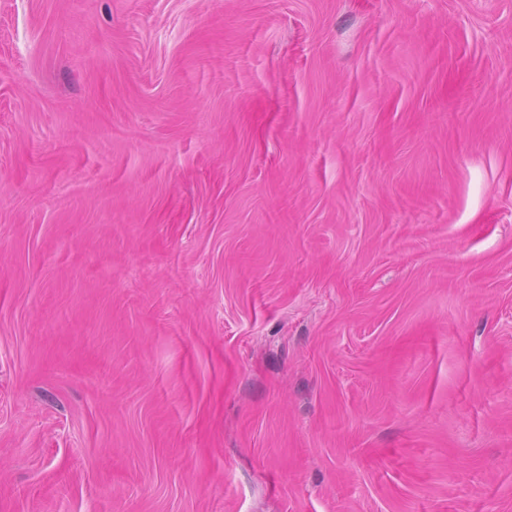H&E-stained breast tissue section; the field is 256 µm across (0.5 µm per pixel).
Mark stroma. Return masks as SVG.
<instances>
[{
	"label": "stroma",
	"instance_id": "stroma-1",
	"mask_svg": "<svg viewBox=\"0 0 512 512\" xmlns=\"http://www.w3.org/2000/svg\"><path fill=\"white\" fill-rule=\"evenodd\" d=\"M0 512H512V0H0Z\"/></svg>",
	"mask_w": 512,
	"mask_h": 512
}]
</instances>
